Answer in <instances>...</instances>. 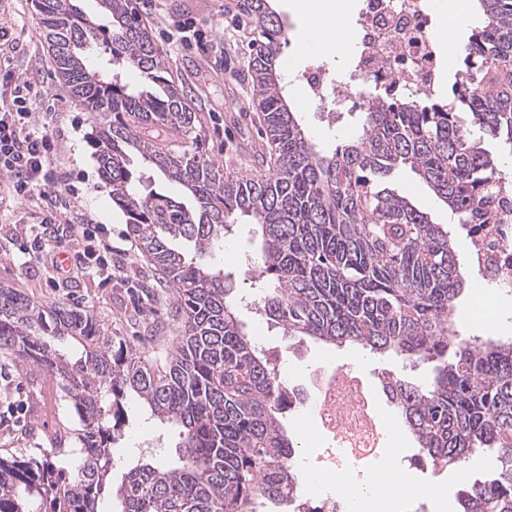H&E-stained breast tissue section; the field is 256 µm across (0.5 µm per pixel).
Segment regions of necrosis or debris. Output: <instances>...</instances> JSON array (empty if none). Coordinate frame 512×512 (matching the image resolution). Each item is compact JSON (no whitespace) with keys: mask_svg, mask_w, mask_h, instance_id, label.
Segmentation results:
<instances>
[{"mask_svg":"<svg viewBox=\"0 0 512 512\" xmlns=\"http://www.w3.org/2000/svg\"><path fill=\"white\" fill-rule=\"evenodd\" d=\"M430 0H365L345 74L318 67L302 77V90L329 112L354 96L422 102L438 97L440 49L432 32ZM490 297L512 295V195L502 197L488 223L467 228ZM311 403L321 427L335 435L332 464L344 471L378 456L392 424L367 384L348 367L327 370Z\"/></svg>","mask_w":512,"mask_h":512,"instance_id":"obj_1","label":"necrosis or debris"}]
</instances>
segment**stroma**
<instances>
[{"mask_svg":"<svg viewBox=\"0 0 512 512\" xmlns=\"http://www.w3.org/2000/svg\"><path fill=\"white\" fill-rule=\"evenodd\" d=\"M143 22L150 27L168 55L169 76L191 99L201 117L197 142L191 152L222 164L225 172L251 175L262 170L258 151L261 142L254 119L248 61L253 35L248 18L239 10L240 0H137ZM291 0H272L286 32L279 57L280 67L302 75L314 63H327L336 70L348 69L350 55L328 51L303 52L299 44L305 23L290 10ZM195 21L205 35V49L175 38L176 22ZM0 31L7 33L8 45L0 53V91L10 87L12 77L27 73L31 78L32 121L46 126L54 139L56 167L71 175L73 196L58 219L64 224L103 225L112 242V278L102 282L92 276L62 279L51 267L23 254L31 229L45 217L46 202L40 196L21 199L0 189V285L17 289L38 305L77 307L92 314L100 324L121 336L137 337V350L153 364L164 365L183 332V321L175 317L176 291L156 273L128 232L125 213L113 205L109 185L102 180L90 140L96 121L81 100L75 98L57 77L43 36L42 16L36 0H0ZM358 102H345L342 111H320L317 102L299 111L298 118L320 149L335 147L353 136L358 127ZM389 184L407 196L432 223L447 228L464 289L457 299V311L464 319L459 330L464 337L512 336V297L498 301V316L486 323L469 312L485 283L473 258L471 245L448 207L410 168L400 167ZM219 248L203 258L206 265L229 274L244 300L238 306L243 331L259 349L271 354L281 380L305 392L313 388L319 371L334 363L347 365L366 379L378 403L386 398L380 376H397L416 385L433 378V363L411 365L394 355L369 353L357 345L329 347L313 340L297 341L261 318L248 298L249 259L259 248L256 227L240 219ZM0 452L20 448H50L61 427L78 429L79 419L68 405L51 375L30 360L14 353H0ZM288 435H296L298 424H307L314 436L301 448L296 462L298 500L308 499V474L329 467L326 453L329 432L318 427L306 406L287 411L282 419ZM385 448H401L400 466L414 483L441 485L456 496L464 484L488 478L492 450L471 456L464 464L468 474L458 479L452 466H432L418 461V445L409 432L386 438Z\"/></svg>","mask_w":512,"mask_h":512,"instance_id":"stroma-1","label":"stroma"}]
</instances>
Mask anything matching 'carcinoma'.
<instances>
[{
	"label": "carcinoma",
	"mask_w": 512,
	"mask_h": 512,
	"mask_svg": "<svg viewBox=\"0 0 512 512\" xmlns=\"http://www.w3.org/2000/svg\"><path fill=\"white\" fill-rule=\"evenodd\" d=\"M482 24L462 57L468 84L421 105L373 96L358 136L316 149L277 66L286 40L269 0H244L259 39L250 60L254 99L273 161L268 172L224 178L182 149L200 119L165 77L168 63L134 0H37L59 78L112 120L93 147L112 203L141 251L173 285L183 336L162 369L86 311L51 314L0 286V351L32 360L60 381L82 429L37 457L0 455V512H277L297 499L298 442L282 424L294 392L241 328L229 277L196 261L224 246L238 217L261 229L251 286L261 311L289 336L357 344L415 362L438 360L421 387L398 377L381 391L416 440L420 461L453 466L497 449L489 479L458 491L460 512H512V340L459 334L463 290L448 230L384 182L408 166L460 224H478L504 178L469 137L459 113L512 146V0H478ZM133 68L139 86L123 79ZM138 157L182 195H145ZM81 348L73 359L57 341ZM178 436L177 462H141L112 483V450L131 426L129 400Z\"/></svg>",
	"instance_id": "cac0c4a2"
}]
</instances>
